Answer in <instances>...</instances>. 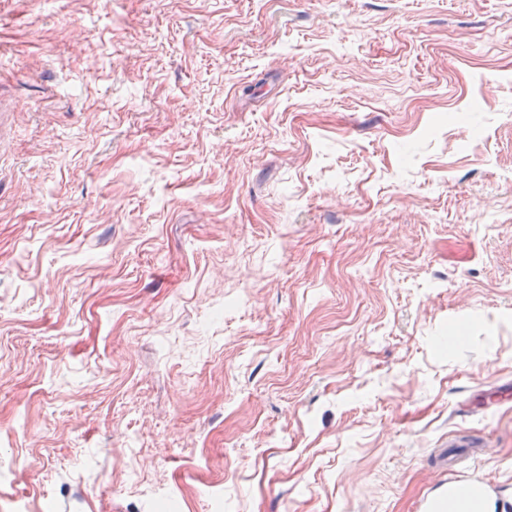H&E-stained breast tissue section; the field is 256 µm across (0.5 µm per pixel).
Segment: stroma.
<instances>
[{"instance_id":"1","label":"stroma","mask_w":512,"mask_h":512,"mask_svg":"<svg viewBox=\"0 0 512 512\" xmlns=\"http://www.w3.org/2000/svg\"><path fill=\"white\" fill-rule=\"evenodd\" d=\"M505 383L512 0H0V512H512ZM465 489L470 502V512H484L482 505L495 495V488L480 477L468 479ZM460 480L448 478V483L442 485L441 490L424 498L420 503L421 512H450L453 510L459 491Z\"/></svg>"}]
</instances>
